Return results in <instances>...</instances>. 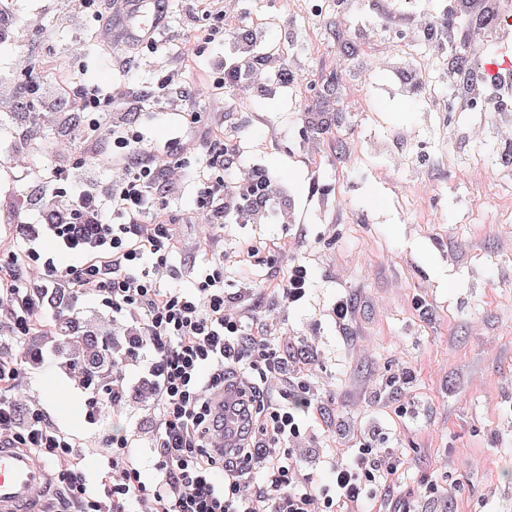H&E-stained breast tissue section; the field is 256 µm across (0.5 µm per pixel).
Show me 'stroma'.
I'll return each mask as SVG.
<instances>
[{"instance_id":"35a3bbf8","label":"stroma","mask_w":512,"mask_h":512,"mask_svg":"<svg viewBox=\"0 0 512 512\" xmlns=\"http://www.w3.org/2000/svg\"><path fill=\"white\" fill-rule=\"evenodd\" d=\"M234 16H269L271 39L291 37L290 50L310 79L303 91L255 94L257 122L247 131L250 158L270 174L285 177L298 219L288 224H229L222 232L196 223L186 207L194 195L185 181L174 205L184 210L173 233L179 249L171 263V286L190 288L224 256V291L240 276L258 285L280 279L289 260L312 268L313 288L304 303L270 312L280 340L317 354L309 380L333 412L317 424L315 443L303 455L317 481L328 478L321 458L348 454L357 443L336 428L345 419L378 422L385 444L406 460L395 477L396 492L414 501L449 497L454 512H512V167L500 159L494 135L475 141L473 126L490 123L488 112H432L423 98L388 92L382 72L367 87L336 78L361 56L400 55L402 34H415L419 13L439 14L442 0H365L345 13L326 0L321 17L292 10L290 0H224ZM21 27L52 33L55 49L44 61L58 77L79 66L85 79L109 93L136 80L161 81L166 58L186 63L182 84H198L200 60L222 55L223 40L197 48L169 41L158 54H144L134 69L111 65L93 26L57 27L43 0H16ZM385 24L376 42L356 35L359 27ZM334 113L335 125L310 161L300 137L306 109ZM152 144L179 138L176 156L186 169L199 161L200 144L228 132L229 117L204 97L191 120L153 108L131 117ZM83 113L54 119L41 128L36 155L42 165L67 169L89 152L78 129ZM22 135L0 122V200L34 197L30 180L6 154ZM365 141V158H350L351 141ZM406 157L393 168L391 155ZM322 201L311 198L313 187ZM257 253L244 258L245 246ZM354 303L353 317L339 329L331 309L340 294ZM426 302L422 316L418 302ZM43 364H25L11 395L21 410L37 408L73 443V456L89 481H97L101 451L113 433L135 434L129 455L152 475L156 438L153 397L147 387L113 408L88 409L90 394L60 367L54 339L40 335ZM414 367L410 396L418 419L399 416L395 404L375 401L372 390L387 386L403 365Z\"/></svg>"}]
</instances>
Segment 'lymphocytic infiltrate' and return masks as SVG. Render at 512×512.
Listing matches in <instances>:
<instances>
[{
    "instance_id": "f902f5d3",
    "label": "lymphocytic infiltrate",
    "mask_w": 512,
    "mask_h": 512,
    "mask_svg": "<svg viewBox=\"0 0 512 512\" xmlns=\"http://www.w3.org/2000/svg\"><path fill=\"white\" fill-rule=\"evenodd\" d=\"M47 9L62 27L88 11L108 29L115 13H122L123 38L131 47L113 58L122 69L133 66L138 49L158 52L163 33L188 44L214 41L216 30L199 27L196 19L224 13L223 0H191L179 27H172L160 11L152 30L145 32L135 23L130 5L112 0H48ZM242 28L248 51L227 61H207L195 92L171 95L175 79L168 74L159 88H127L112 96L89 86L78 68L54 94H47L41 84L23 91L43 112L91 113L88 130L107 147L99 161L117 175L91 176L96 163L88 159L69 171H37L40 199L52 201L60 182L75 187L65 203L52 201L37 210L39 222L66 248L90 258L62 273L35 249L1 252L0 306L7 310V332L19 342L29 336L46 294L66 286L98 292L115 316L130 321L129 333L139 339L133 359L143 362L157 393L153 478L145 479L129 460L133 435L124 431L113 436L104 475L93 489L83 468L71 459L68 437L49 425L40 410L20 415L8 393L21 365L0 361V443L63 461L57 473L60 512H125L131 499L146 503L148 512H369L376 489L389 488L403 464L398 449L380 446L381 430L374 424L360 432L351 454L327 458L330 482H317L297 461V446L309 438L307 421L324 412L323 401L306 379L313 355L278 346L271 323L253 314L270 295L291 305L303 302L312 286L306 261L289 263L270 290L243 279L232 297L224 293V263L218 259L193 288L161 284L174 248L170 223L162 213L169 197L180 190L183 175L179 162L132 129L128 115L144 104L191 115L198 97L208 96L223 100L226 110L237 115L234 134L201 148L193 204L200 223L272 224L294 216L284 181L248 161L236 136L255 122L253 113L241 110L239 95L263 92L271 85L287 87L294 82L293 69L288 58L266 55L265 28L247 21ZM228 375L246 380L257 425L253 441L221 462L204 451L217 425L206 394L223 389ZM262 454L267 460L259 474H252L250 463ZM219 473L224 476L220 483L215 480Z\"/></svg>"
}]
</instances>
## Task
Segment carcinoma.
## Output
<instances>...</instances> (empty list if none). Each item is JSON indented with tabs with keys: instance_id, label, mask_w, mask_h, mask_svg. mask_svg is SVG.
Listing matches in <instances>:
<instances>
[{
	"instance_id": "cac0c4a2",
	"label": "carcinoma",
	"mask_w": 512,
	"mask_h": 512,
	"mask_svg": "<svg viewBox=\"0 0 512 512\" xmlns=\"http://www.w3.org/2000/svg\"><path fill=\"white\" fill-rule=\"evenodd\" d=\"M74 298L70 290L49 296L48 302L57 308L51 330L61 338L64 347L57 352L61 367L86 390L91 391L90 404L102 401L107 406L121 402L112 395V371L115 363L132 358L137 337L129 336L120 342L112 330L96 327L78 316L62 315L66 301Z\"/></svg>"
}]
</instances>
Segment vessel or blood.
Listing matches in <instances>:
<instances>
[{
  "label": "vessel or blood",
  "mask_w": 512,
  "mask_h": 512,
  "mask_svg": "<svg viewBox=\"0 0 512 512\" xmlns=\"http://www.w3.org/2000/svg\"><path fill=\"white\" fill-rule=\"evenodd\" d=\"M242 387L225 384L212 403L221 420L217 453L233 448L247 417L241 406ZM53 473L48 464L24 448L0 447V512H42L52 490Z\"/></svg>",
  "instance_id": "obj_1"
}]
</instances>
